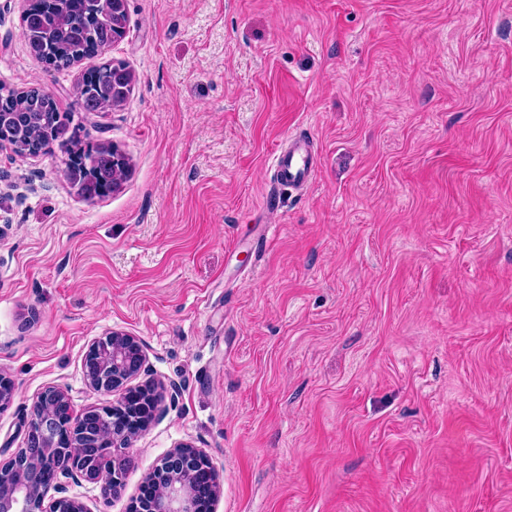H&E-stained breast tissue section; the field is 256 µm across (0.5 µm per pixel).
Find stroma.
<instances>
[{"label": "stroma", "mask_w": 512, "mask_h": 512, "mask_svg": "<svg viewBox=\"0 0 512 512\" xmlns=\"http://www.w3.org/2000/svg\"><path fill=\"white\" fill-rule=\"evenodd\" d=\"M0 0V83L38 85L128 162L87 200L60 149L0 146V461L49 386L112 403L91 343L136 336L159 416L127 512L177 443L215 512H512V0H128L123 105L86 112ZM318 174L275 190L288 134ZM274 233L257 265L247 251Z\"/></svg>", "instance_id": "35a3bbf8"}]
</instances>
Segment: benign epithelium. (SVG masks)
<instances>
[{
	"label": "benign epithelium",
	"instance_id": "7a95c632",
	"mask_svg": "<svg viewBox=\"0 0 512 512\" xmlns=\"http://www.w3.org/2000/svg\"><path fill=\"white\" fill-rule=\"evenodd\" d=\"M142 343L134 336L112 331L90 345L83 361L85 380L95 391L120 393L116 402L78 413L68 394L50 386L30 406L23 446L0 462V512H87L84 504L67 496L72 483H102L104 494L119 496L125 487L129 459L123 449L157 417V394L151 385H130L145 365ZM64 433L69 462L56 466L52 452ZM203 453L181 443L161 459L144 486L150 492L132 500L129 512H215L221 480L210 466L192 469ZM53 469L51 483L41 480V468Z\"/></svg>",
	"mask_w": 512,
	"mask_h": 512
}]
</instances>
